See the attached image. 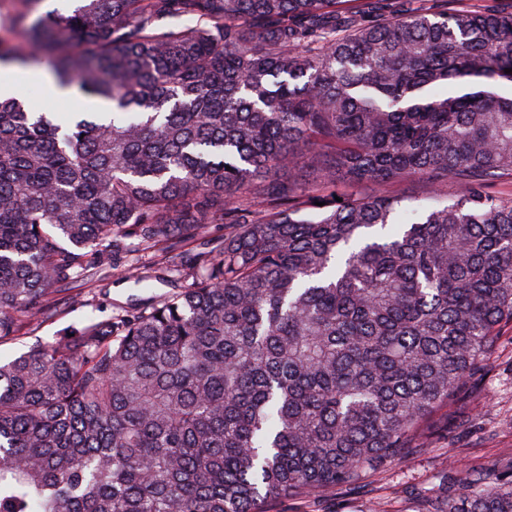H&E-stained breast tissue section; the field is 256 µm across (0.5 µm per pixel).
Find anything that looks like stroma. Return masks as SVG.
<instances>
[{"label":"stroma","instance_id":"obj_1","mask_svg":"<svg viewBox=\"0 0 512 512\" xmlns=\"http://www.w3.org/2000/svg\"><path fill=\"white\" fill-rule=\"evenodd\" d=\"M53 66L54 58L48 54L35 56L28 65L33 76L18 94L34 111L62 114L72 108L71 103L48 99L42 90L40 78L51 74ZM156 260L155 252L130 243L105 259L91 257L87 277L63 292L42 322L0 342V358H12L36 342L52 340L70 325L131 312L180 291L184 281L177 273L155 278ZM422 440L423 448L390 467L369 471L353 489L281 499L269 512H426L441 476L512 461V325L501 327L486 370L428 417Z\"/></svg>","mask_w":512,"mask_h":512}]
</instances>
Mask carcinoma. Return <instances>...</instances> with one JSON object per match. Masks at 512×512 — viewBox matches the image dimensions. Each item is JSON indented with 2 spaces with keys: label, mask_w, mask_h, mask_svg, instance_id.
<instances>
[{
  "label": "carcinoma",
  "mask_w": 512,
  "mask_h": 512,
  "mask_svg": "<svg viewBox=\"0 0 512 512\" xmlns=\"http://www.w3.org/2000/svg\"><path fill=\"white\" fill-rule=\"evenodd\" d=\"M80 2L0 48L112 105L0 101V339L92 253L211 224L224 245L177 294L0 362V512H268L399 461L512 324V195L489 192L512 178V9ZM299 146L319 189L279 175ZM340 170L457 194L404 221ZM426 512H512V472L463 470Z\"/></svg>",
  "instance_id": "obj_1"
}]
</instances>
